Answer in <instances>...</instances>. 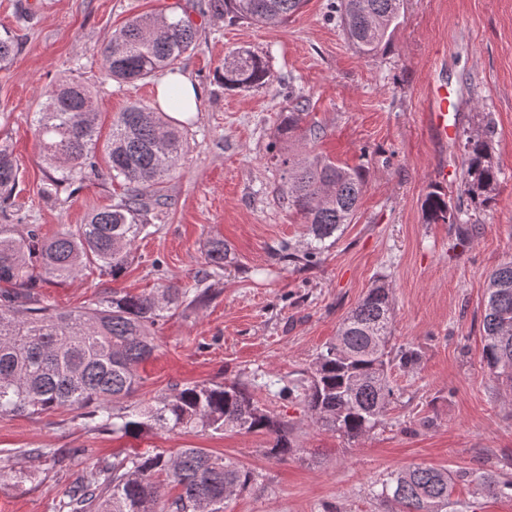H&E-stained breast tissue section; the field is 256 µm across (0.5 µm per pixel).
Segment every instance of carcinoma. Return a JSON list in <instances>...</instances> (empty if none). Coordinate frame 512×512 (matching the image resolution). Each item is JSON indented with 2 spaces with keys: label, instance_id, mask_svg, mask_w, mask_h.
<instances>
[{
  "label": "carcinoma",
  "instance_id": "1",
  "mask_svg": "<svg viewBox=\"0 0 512 512\" xmlns=\"http://www.w3.org/2000/svg\"><path fill=\"white\" fill-rule=\"evenodd\" d=\"M305 0H207V11L231 23L250 22L274 29L298 13ZM403 0H335L332 9L355 49L375 57L392 44ZM198 46L191 21L171 14L130 18L105 40V78L121 85L145 81L160 70H172ZM18 43L6 30L0 34V69L13 60ZM224 89L250 91L272 84L269 64L247 48L224 62ZM89 88L64 80L45 95L36 112L35 132L43 161L51 168L41 195L60 200L62 191L98 173L97 152L107 158L109 174L125 185L112 204L92 210L75 230L45 239L40 225L13 223L18 166L6 145H0V415H38L59 407L82 410L99 430L137 438L154 430L273 435L268 455L286 460L296 452L288 424L262 408L239 383L175 387L156 401L116 404L138 388V368L155 349L152 329L186 301H201L206 291L164 284L148 295L116 290L90 306L57 311L37 300L36 289L53 279L80 275L93 265L118 278L136 240L151 234V219L168 208L163 184L189 152L187 134L169 125L164 112L134 102L112 122L100 142L98 116ZM308 99L300 95L282 117L280 134L297 141L318 139L320 129L302 127ZM491 123L467 136L460 190L474 208L496 196L501 170L494 163ZM280 192L287 207L308 224L310 242L298 252L284 244L279 259L313 266L327 241L337 240L351 223L365 186L360 168L339 165L318 155L277 156ZM428 223L467 224L468 211L433 191L424 201ZM230 258L224 240L209 241L207 260L222 268ZM390 289L381 282L341 320L336 338L319 352L311 367L304 402L316 426L355 439L370 432L394 396L387 378L393 316ZM483 330V360L497 379L512 386V259L489 275ZM485 494L496 496L511 482L487 472L470 474ZM254 474L237 461L201 448H183L174 455L143 453L113 457L88 471L60 501L61 512H224L230 496L247 489ZM177 489L163 498L164 487ZM448 471L412 466L390 474L378 496L399 512H445L449 508Z\"/></svg>",
  "mask_w": 512,
  "mask_h": 512
}]
</instances>
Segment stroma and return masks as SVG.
I'll return each mask as SVG.
<instances>
[{"label":"stroma","mask_w":512,"mask_h":512,"mask_svg":"<svg viewBox=\"0 0 512 512\" xmlns=\"http://www.w3.org/2000/svg\"><path fill=\"white\" fill-rule=\"evenodd\" d=\"M331 0H307L276 29L228 24L206 14L204 0H0V31H15L19 50L0 70V143L19 168L14 200L26 224L45 236L83 223L111 203L121 187L108 173L79 186L64 202L43 201L48 168L35 135L43 94L72 77L91 87L103 130L129 103L154 104V82L117 84L104 76L105 37L127 19L181 5L199 30V47L181 64L202 91L186 130L187 159L164 185L169 206L153 234L138 239L118 278L84 271L39 290L60 310L88 306L114 290L151 291L160 280L193 287L207 299L181 306L154 329L156 350L141 366L133 394L147 403L173 385L244 381L253 399L292 426L295 455L267 454L271 437L257 433L180 434L165 430L134 439L91 429L80 411L58 408L34 416H0V465L31 472L30 481H0V512H58L83 472L134 452L201 448L236 459L256 482L233 496L225 512H393L374 489L389 473L413 465L448 470L459 512H512V492L480 494L475 471L512 480V393L482 358L487 276L512 258V0H404L392 44L361 55L331 15ZM32 15L18 28L19 7ZM246 47L265 56L271 85L225 91L224 58ZM443 82L460 100L457 133L438 141L425 103ZM309 100L317 141L279 136L292 94ZM492 123L491 153L502 170L493 202L469 224H430L422 204L447 168L445 193L460 191L463 144ZM324 155L363 168L356 213L319 264L278 262L280 243L305 249L307 226L288 211L272 155ZM220 238L231 260L215 270L207 245ZM392 289L393 348H414L416 366L388 370L395 399L370 433L358 439L318 428L297 382L336 335L342 317L375 281ZM48 449L45 457L31 456ZM64 461L54 459V452Z\"/></svg>","instance_id":"35a3bbf8"}]
</instances>
